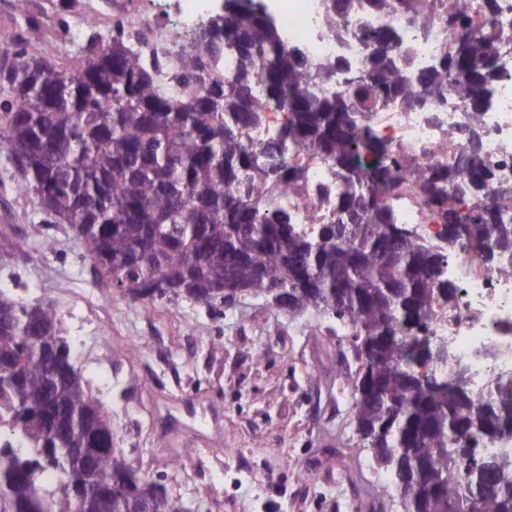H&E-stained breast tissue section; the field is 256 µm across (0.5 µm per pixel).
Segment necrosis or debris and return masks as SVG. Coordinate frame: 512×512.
<instances>
[{
  "mask_svg": "<svg viewBox=\"0 0 512 512\" xmlns=\"http://www.w3.org/2000/svg\"><path fill=\"white\" fill-rule=\"evenodd\" d=\"M325 0H269L272 15L289 45L302 49L312 59H343L349 69H366L370 47L359 39V27H394L403 36L402 49L413 56L414 69L432 68L439 54L443 29L434 19L414 25L405 17H385L368 11H349L341 30L330 31L325 22ZM448 11L474 19L473 31L491 42L512 43V0H496L485 11L480 0H448ZM492 75L488 104L480 113L482 158L494 173L495 185L512 186V53L498 55L486 63ZM379 136L394 153L411 160L401 176L405 187L387 197L397 223L408 225L422 239L439 242V220L411 189L412 184L443 159H456L466 150L460 134L467 123L466 108L449 99L434 112L418 104H392L375 113ZM339 184L325 164L313 166L307 189H288L282 202L298 223H315L336 203ZM448 278L457 287V317L449 322L447 336L458 363L467 367L473 385L488 392L490 384L512 376V276H505L477 260L471 252L460 254L448 266Z\"/></svg>",
  "mask_w": 512,
  "mask_h": 512,
  "instance_id": "necrosis-or-debris-1",
  "label": "necrosis or debris"
}]
</instances>
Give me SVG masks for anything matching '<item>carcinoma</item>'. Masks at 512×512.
<instances>
[{"instance_id": "carcinoma-1", "label": "carcinoma", "mask_w": 512, "mask_h": 512, "mask_svg": "<svg viewBox=\"0 0 512 512\" xmlns=\"http://www.w3.org/2000/svg\"><path fill=\"white\" fill-rule=\"evenodd\" d=\"M379 15L413 23L434 12L453 27L452 49L434 68L410 76L411 58L391 28L370 35V71L348 72L334 97L319 94L345 63L312 61L280 36L261 0H224V23L194 29L181 43L178 69L160 83L159 56L140 54L120 24L75 67L48 55L15 52L29 82L0 71L9 95L0 106V152L31 177L41 210L68 224L88 245L102 278L135 298L193 299L232 283L264 297L273 287L319 310L348 338L356 369L348 375L357 435L400 493L403 512H448L484 496V512H512V485H496L485 467L512 473V455L479 432L491 417L512 418V380L488 399L470 388L467 371L441 374L430 339L455 309L446 268L476 246L483 262L512 275L489 252L512 251V224L500 214L512 195L479 201L492 173L480 147L441 164L417 183L420 201L442 223L445 245L419 241L394 221L372 191L400 188L398 159L369 122L391 102L433 110L453 95L471 123L487 98L484 64L499 47L468 33L448 14V0H368ZM350 0H329L333 30ZM230 53L232 74L211 67ZM282 121L266 129L267 114ZM266 129V133L253 132ZM329 163L343 184L335 207L315 224H296L280 192L306 187L307 164L288 150ZM466 172L476 207L463 212L451 193ZM54 306L0 290V512H183L145 477L126 484L130 467L99 440L112 433L71 362ZM470 434L473 455L453 439ZM87 449L97 481L73 492ZM50 474L59 483L47 481Z\"/></svg>"}]
</instances>
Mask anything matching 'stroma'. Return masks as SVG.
Returning <instances> with one entry per match:
<instances>
[{
  "instance_id": "1",
  "label": "stroma",
  "mask_w": 512,
  "mask_h": 512,
  "mask_svg": "<svg viewBox=\"0 0 512 512\" xmlns=\"http://www.w3.org/2000/svg\"><path fill=\"white\" fill-rule=\"evenodd\" d=\"M111 0H0V32L57 46L71 65L82 19L112 24ZM0 153V289L51 300L72 360L112 426V446L186 512H402L401 498L356 434L345 381L346 338L319 311L244 295L232 307L120 295L96 276L87 247L45 215ZM32 229L24 250L11 225ZM103 332L104 365L82 346Z\"/></svg>"
}]
</instances>
